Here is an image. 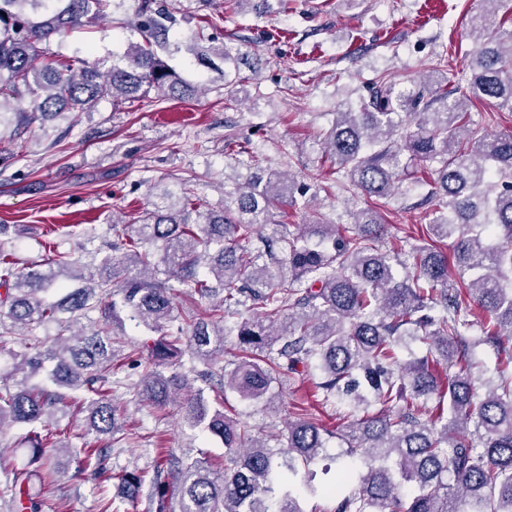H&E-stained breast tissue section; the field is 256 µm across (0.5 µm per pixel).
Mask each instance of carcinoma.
Instances as JSON below:
<instances>
[{
  "label": "carcinoma",
  "mask_w": 512,
  "mask_h": 512,
  "mask_svg": "<svg viewBox=\"0 0 512 512\" xmlns=\"http://www.w3.org/2000/svg\"><path fill=\"white\" fill-rule=\"evenodd\" d=\"M125 0H0V127L9 123L3 104L20 122L50 113L81 112L103 96L132 104L152 90L183 100L200 87L163 59L172 12L158 0H135L133 26L141 41L112 58L84 61L79 69L54 55H38L51 37L93 24ZM472 18L474 50L467 92L437 85L434 75L407 96H392L384 76L372 81L370 104L338 112L325 133V152L343 170L349 187L368 203L349 212L350 222L329 224L319 215L307 224H278L275 236L243 252L257 229L285 206L296 207L310 186L264 176L224 191V207L197 211L187 195L165 191L135 226L111 224L103 266L135 271L120 284L71 288L61 277L69 256L48 250V270L18 274L0 247V351L14 328L58 326L52 345L17 359L0 377V429H26L27 461L0 472L5 512H42L33 481L51 486L63 477L60 449L50 426L70 415L80 389L89 412L87 432L114 440L123 431L112 401V371L122 348L110 319L129 320L158 334L145 344L148 357L139 382L141 401L163 409L187 379L163 369L184 355L204 362L199 377L213 401L198 389L181 404L184 424L224 445V467L206 457L160 451L152 476L140 470L112 472L106 448H81L79 474L96 483L101 512H112L108 484L145 497L147 512H306L299 473L326 453L328 434L301 414L286 422V447L272 448L224 412L226 392L246 403L272 407L273 385L284 386L298 368L319 376L323 401L344 409L336 453L333 512H512V373L485 377L473 349L512 350V133L490 135L471 123L473 98L512 111V27L498 18L512 0ZM197 63L219 70L236 54L209 45L204 30L192 33ZM41 65H36V61ZM29 102L30 109L22 108ZM437 159L430 197L438 207L425 224L427 244L409 237L383 246L381 209L399 192L398 172L409 161ZM453 240L459 280L448 278L438 244ZM165 266V279L146 273ZM120 295V301L112 296ZM212 301L208 318L174 314L173 298ZM104 323L69 336L63 332L96 308ZM481 321L469 319L473 309ZM237 337L231 370H213L224 337ZM436 401L426 411L430 401Z\"/></svg>",
  "instance_id": "carcinoma-1"
}]
</instances>
